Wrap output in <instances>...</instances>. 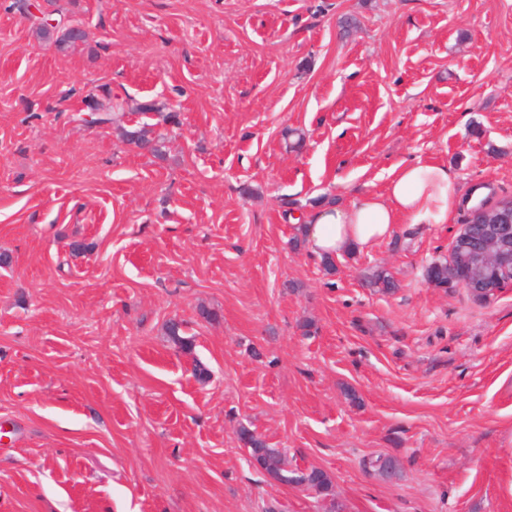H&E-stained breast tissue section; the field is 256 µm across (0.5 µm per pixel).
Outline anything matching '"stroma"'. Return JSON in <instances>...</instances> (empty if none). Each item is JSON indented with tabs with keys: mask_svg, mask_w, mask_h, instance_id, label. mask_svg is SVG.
<instances>
[{
	"mask_svg": "<svg viewBox=\"0 0 512 512\" xmlns=\"http://www.w3.org/2000/svg\"><path fill=\"white\" fill-rule=\"evenodd\" d=\"M36 2L89 38L55 52L0 0V512H512V283L425 279L466 206L330 274L301 230L418 158L512 197V0ZM106 94L159 109L84 122ZM124 135L130 144H134L141 150L150 152L155 157H162V144L164 137L158 134L154 125L142 123L133 130H125ZM239 441L249 451L254 460L257 459L260 469L270 475H278L288 463V457L278 448H270L266 442L248 428L242 427L238 433ZM259 454V455H257Z\"/></svg>",
	"mask_w": 512,
	"mask_h": 512,
	"instance_id": "obj_1",
	"label": "stroma"
}]
</instances>
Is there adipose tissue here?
<instances>
[{
    "label": "adipose tissue",
    "mask_w": 512,
    "mask_h": 512,
    "mask_svg": "<svg viewBox=\"0 0 512 512\" xmlns=\"http://www.w3.org/2000/svg\"><path fill=\"white\" fill-rule=\"evenodd\" d=\"M459 204L447 166L419 159L392 169L385 196L366 194L348 205H321L303 233L311 254L332 256L378 243L398 224L448 223Z\"/></svg>",
    "instance_id": "1"
}]
</instances>
